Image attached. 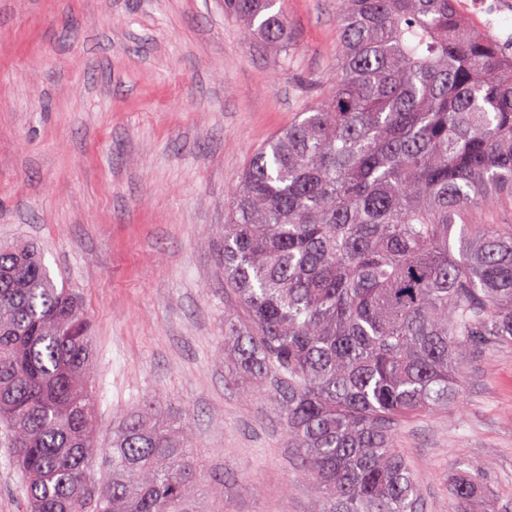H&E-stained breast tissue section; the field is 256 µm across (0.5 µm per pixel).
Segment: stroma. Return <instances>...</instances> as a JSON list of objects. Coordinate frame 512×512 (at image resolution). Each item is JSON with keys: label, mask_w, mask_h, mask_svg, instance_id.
<instances>
[{"label": "stroma", "mask_w": 512, "mask_h": 512, "mask_svg": "<svg viewBox=\"0 0 512 512\" xmlns=\"http://www.w3.org/2000/svg\"><path fill=\"white\" fill-rule=\"evenodd\" d=\"M291 52L247 44L224 0H0V243L40 248L92 326L96 440L153 403L190 413L195 512H309L308 481L262 392L224 367L227 188L336 84L333 0H285ZM397 446L448 512L458 463L512 512V349L471 364L464 403ZM0 429V512H27Z\"/></svg>", "instance_id": "stroma-1"}]
</instances>
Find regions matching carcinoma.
<instances>
[{
	"mask_svg": "<svg viewBox=\"0 0 512 512\" xmlns=\"http://www.w3.org/2000/svg\"><path fill=\"white\" fill-rule=\"evenodd\" d=\"M278 0H224L242 39L288 52ZM457 0H335L336 87L230 189L224 366L283 417L310 512H423L395 438L462 397L464 367L512 348V55ZM93 345L79 298L35 246L0 247V424L29 512H193L187 415L112 433L103 486ZM493 497L479 470L449 512Z\"/></svg>",
	"mask_w": 512,
	"mask_h": 512,
	"instance_id": "1",
	"label": "carcinoma"
}]
</instances>
